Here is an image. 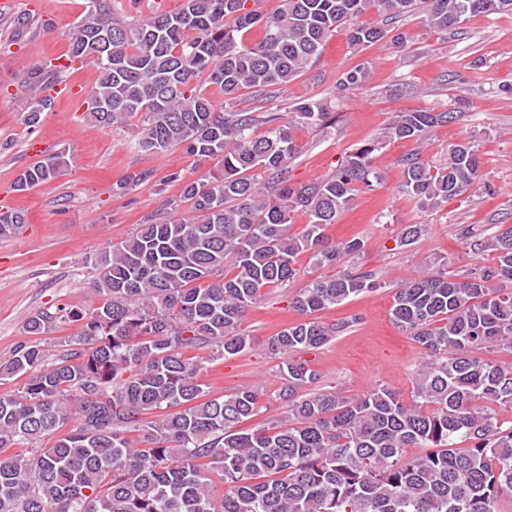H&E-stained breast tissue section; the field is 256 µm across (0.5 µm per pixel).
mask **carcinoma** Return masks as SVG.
Returning <instances> with one entry per match:
<instances>
[{
    "instance_id": "carcinoma-1",
    "label": "carcinoma",
    "mask_w": 512,
    "mask_h": 512,
    "mask_svg": "<svg viewBox=\"0 0 512 512\" xmlns=\"http://www.w3.org/2000/svg\"><path fill=\"white\" fill-rule=\"evenodd\" d=\"M247 2L182 0L178 12L155 9L133 25L112 0H88L76 22L71 61L98 71L88 93L97 126L136 119L139 151L182 147L221 156L224 166L194 180L169 174L182 183L179 197L89 258L98 306L57 305L26 322L31 340L0 363V378L25 379L0 397V512H501L512 497V420L496 407L512 409V365L480 354L512 350V227L473 244L491 265L463 280L429 268L394 294L393 323L431 358L411 405L381 386L357 398L314 392L318 371L294 359L350 327L313 314L375 288L365 272L307 283L291 299L305 318L268 338L288 401L281 419L245 426L257 415L258 389L210 397L201 374L210 360L251 346L242 329L248 307L297 276L300 254L334 266L362 250L363 241H332L326 228L357 187L382 180L374 152L416 143L398 160L399 188L424 207L464 194L479 177L470 137L435 171L421 161L448 112L408 109L334 174L294 187L288 172L301 145L293 125L239 108L241 96L288 85L338 29L355 49L382 40V27L358 21L369 10L388 20L421 10L431 31L446 34L472 16L512 11V0H281L265 15ZM254 28L257 39H238ZM368 77L369 67L356 65L338 90H358ZM57 82L53 69H29L27 122L52 106L47 91ZM294 111L302 128L329 122L313 101ZM67 166L65 152L48 154L13 188L46 184ZM297 214L308 222L292 233ZM24 223L22 213L1 210L0 237ZM65 327L75 332L50 360L39 337ZM409 448L427 452L410 457Z\"/></svg>"
}]
</instances>
